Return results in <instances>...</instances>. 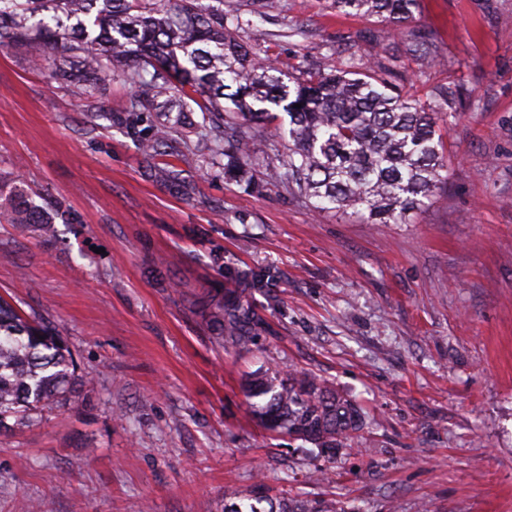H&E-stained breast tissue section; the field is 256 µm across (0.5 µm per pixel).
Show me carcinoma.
I'll return each mask as SVG.
<instances>
[{"instance_id":"cac0c4a2","label":"carcinoma","mask_w":512,"mask_h":512,"mask_svg":"<svg viewBox=\"0 0 512 512\" xmlns=\"http://www.w3.org/2000/svg\"><path fill=\"white\" fill-rule=\"evenodd\" d=\"M419 0H329L344 14L377 16L406 44L421 68L441 63L434 39L415 15ZM240 15L224 0H0V50L26 49L40 62L61 50L78 69L61 65L55 78L83 88L81 106L97 117L94 91L115 76L133 88L124 120L140 112H174L142 140L157 154L174 139L188 113L199 127L221 117L224 155L237 182L258 191L277 183L307 199L318 212L352 213L365 224H404L445 183L447 158L439 115L455 116L462 93L434 87L430 100L396 87L414 82L380 61H363L358 40L344 42V61L285 74L239 36ZM233 109L224 111V100ZM280 107L288 122L271 111ZM273 126L282 151L261 163L250 156L257 125ZM0 224H35L51 235V201L38 204L14 181L0 177ZM202 308L216 343L240 348L266 331L265 321L237 297L214 294ZM75 351L55 325L30 317L0 298V432L26 427L42 409L66 403L86 380ZM243 390L254 417L335 454L352 446L365 425L354 400L305 374L259 370ZM222 512H338L336 503L287 492L272 495L265 478L245 495L224 497Z\"/></svg>"}]
</instances>
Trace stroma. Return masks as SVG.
Masks as SVG:
<instances>
[{
	"label": "stroma",
	"instance_id": "1",
	"mask_svg": "<svg viewBox=\"0 0 512 512\" xmlns=\"http://www.w3.org/2000/svg\"><path fill=\"white\" fill-rule=\"evenodd\" d=\"M239 10L240 36L293 72L369 30V59L414 71L376 19L326 0ZM448 65L421 96L460 84L471 102L444 138L448 178L403 224H365L272 185L225 177L227 157L188 134L150 157L166 122L119 123L131 93L106 82L82 111L52 54L0 50V175L57 201L41 239L0 224V297L51 321L92 382L41 423L0 435V512H218L256 472L273 491L346 512H512V0H421ZM170 164L177 182L159 180ZM234 292L270 326L254 344L212 339L202 300ZM304 371L367 414L356 450L329 458L261 427L243 379Z\"/></svg>",
	"mask_w": 512,
	"mask_h": 512
}]
</instances>
